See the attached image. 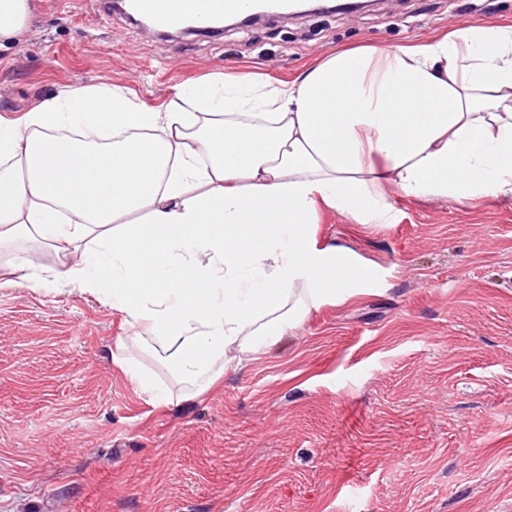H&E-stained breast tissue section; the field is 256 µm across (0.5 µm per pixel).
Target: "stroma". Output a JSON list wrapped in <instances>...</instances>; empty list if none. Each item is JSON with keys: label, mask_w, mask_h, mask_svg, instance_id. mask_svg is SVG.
I'll return each mask as SVG.
<instances>
[{"label": "stroma", "mask_w": 512, "mask_h": 512, "mask_svg": "<svg viewBox=\"0 0 512 512\" xmlns=\"http://www.w3.org/2000/svg\"><path fill=\"white\" fill-rule=\"evenodd\" d=\"M30 4L0 43L9 119L66 88L160 107L213 73L288 82L340 47L512 21V0H381L162 37L104 0ZM387 204L385 224L319 205L318 243L368 279L263 354L231 353L197 396L136 346L113 359L124 315L45 279L53 254L14 281L18 248H0V512H512V194L467 206L393 189ZM122 364L125 366L128 373L136 380L141 390L150 393L155 400L161 403L166 405L170 403V396L162 392L150 376L141 373L133 363L124 362Z\"/></svg>", "instance_id": "stroma-1"}]
</instances>
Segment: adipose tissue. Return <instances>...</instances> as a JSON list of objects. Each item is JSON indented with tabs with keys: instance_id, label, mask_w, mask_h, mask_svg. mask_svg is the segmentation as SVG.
I'll return each mask as SVG.
<instances>
[{
	"instance_id": "ef3b65f1",
	"label": "adipose tissue",
	"mask_w": 512,
	"mask_h": 512,
	"mask_svg": "<svg viewBox=\"0 0 512 512\" xmlns=\"http://www.w3.org/2000/svg\"><path fill=\"white\" fill-rule=\"evenodd\" d=\"M463 205L512 194V24L330 53L288 83L218 74L164 108L65 89L0 116V244L103 295L196 393L366 276L319 246L317 203L385 224L389 189ZM138 223H128L130 215Z\"/></svg>"
}]
</instances>
